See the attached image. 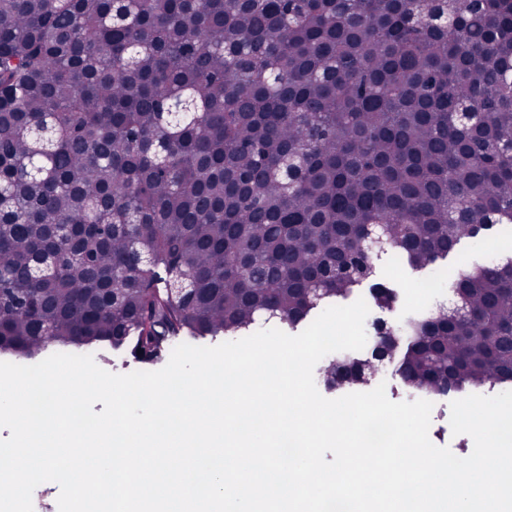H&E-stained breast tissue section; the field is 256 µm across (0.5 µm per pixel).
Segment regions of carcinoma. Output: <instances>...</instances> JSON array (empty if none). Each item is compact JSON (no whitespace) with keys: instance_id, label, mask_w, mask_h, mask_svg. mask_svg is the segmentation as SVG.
I'll return each instance as SVG.
<instances>
[{"instance_id":"obj_1","label":"carcinoma","mask_w":512,"mask_h":512,"mask_svg":"<svg viewBox=\"0 0 512 512\" xmlns=\"http://www.w3.org/2000/svg\"><path fill=\"white\" fill-rule=\"evenodd\" d=\"M439 15L437 25L424 21ZM512 224V0H0V352L291 328ZM64 261L47 278L32 267ZM189 276L173 291L171 270ZM308 288L320 299H305ZM469 314L373 324L426 395L512 388V257L463 267Z\"/></svg>"}]
</instances>
